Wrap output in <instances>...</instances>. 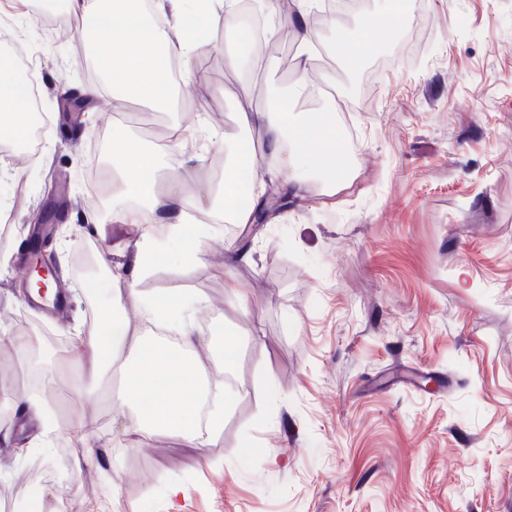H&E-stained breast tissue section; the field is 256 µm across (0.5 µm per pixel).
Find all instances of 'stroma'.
<instances>
[{
    "instance_id": "1",
    "label": "stroma",
    "mask_w": 512,
    "mask_h": 512,
    "mask_svg": "<svg viewBox=\"0 0 512 512\" xmlns=\"http://www.w3.org/2000/svg\"><path fill=\"white\" fill-rule=\"evenodd\" d=\"M215 35L212 59L197 63L205 80L179 76L167 114L115 105L72 41L44 42L37 26L18 41L0 21V42L36 64L47 119L44 147L0 143L11 228L0 237L11 254L0 336L34 339L24 356L0 347V397L29 392L58 419L51 454L30 448L29 431L0 447V501L21 512L49 490L43 512H87L92 499L101 512H170L165 492L179 484L189 489L180 512H512V0H420L417 26L387 42L366 34L356 63L324 53L307 71L294 45L258 55L247 40L228 66V34ZM302 73L335 81L310 107L344 96L340 123L357 135L350 177L332 194L311 185L262 225L206 216L202 266H163L140 283L206 295L196 357L226 389L219 433L203 449L144 433L100 386L83 394L98 407L91 446L76 444L72 375L32 378L71 359L52 337L89 326L105 303L103 280L73 289L71 258L94 240L79 215L96 214L109 243L131 239L112 221L113 133L160 143L176 123L209 131L214 145L183 155L196 169L190 191L206 196L227 160L218 139L257 142L239 121V78L256 75L257 99L271 104ZM91 84L96 103L72 112V92ZM49 204L69 290L51 318L22 277L32 217ZM245 247L254 263L234 261ZM228 330L229 361L217 348Z\"/></svg>"
}]
</instances>
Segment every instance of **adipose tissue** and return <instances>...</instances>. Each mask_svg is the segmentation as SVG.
Returning a JSON list of instances; mask_svg holds the SVG:
<instances>
[{"label": "adipose tissue", "instance_id": "adipose-tissue-1", "mask_svg": "<svg viewBox=\"0 0 512 512\" xmlns=\"http://www.w3.org/2000/svg\"><path fill=\"white\" fill-rule=\"evenodd\" d=\"M381 14H366L359 23L366 31H381L393 39L401 24L411 19L414 0H385ZM237 0H65L67 12L91 21L97 44H107L111 53L98 61L118 90L121 100H138L162 108L168 103L171 77L169 63L180 60L191 69L207 45V36L220 20H232ZM317 0H257V9L268 24L266 38H274L281 27H289L305 64L322 50L339 60L355 62L360 41L351 29L340 27L330 45H322L313 28ZM317 87L296 79L273 106L253 102V86L244 81L240 93L248 107L240 121L254 130L259 150L241 153L232 143L224 148L230 159L215 196L201 198L188 191L192 166L172 178L165 163L169 149L181 146L187 131H179L171 143L145 144L123 133L112 136V220L127 224L136 236L133 250L123 263L112 266L108 276V300L96 327L77 333L72 350L89 376L105 375L112 355L126 360L124 405L134 408L141 425L204 447L205 435L217 433L224 420V386L209 380L196 362L199 341L197 311L205 304L202 290L183 295L145 292L139 281L153 269L177 258L179 263L201 266L209 225L200 214L224 212L233 223H251L253 205L242 197H255L254 181L244 172L271 160V174L280 177L289 194L298 196L311 182L333 192L348 175V158L335 110L300 112L299 99L316 93ZM28 87L17 75L10 56L0 54V140L24 144L30 134ZM163 225V234L153 225ZM134 308L143 324L160 329L164 341L148 340L131 330L123 312Z\"/></svg>", "mask_w": 512, "mask_h": 512}]
</instances>
